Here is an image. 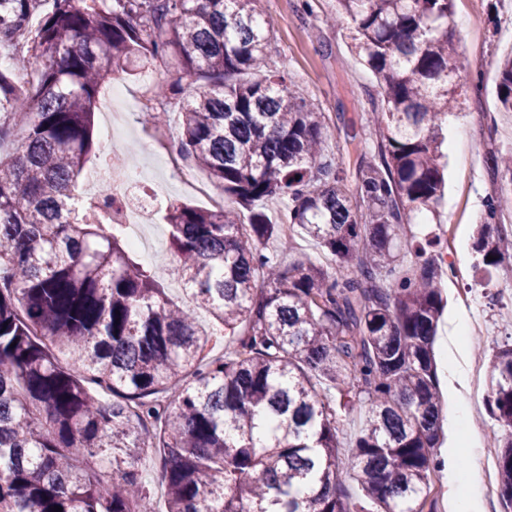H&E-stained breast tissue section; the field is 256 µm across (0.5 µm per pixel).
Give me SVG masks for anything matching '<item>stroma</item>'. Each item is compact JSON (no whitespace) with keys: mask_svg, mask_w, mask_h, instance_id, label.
Listing matches in <instances>:
<instances>
[{"mask_svg":"<svg viewBox=\"0 0 512 512\" xmlns=\"http://www.w3.org/2000/svg\"><path fill=\"white\" fill-rule=\"evenodd\" d=\"M257 11L270 30L269 54L274 65H287L298 95L321 112L325 146L337 154L352 122L381 104L372 72L350 49L348 20L332 21L335 0H258ZM453 27L464 67L457 77L465 86L462 109L448 119V139H463V148L448 152L445 194L427 223L404 225L402 233L416 242L437 243V262L446 306L439 329L453 313L466 311L482 327L470 340L468 363L479 364L489 378V360L498 347L512 343V260L483 271L472 251V236L484 221L483 201L500 193L492 178L489 153L512 154V113L496 108L497 62L512 54V0H455ZM124 150L138 173L139 191L159 186L165 202L207 208V201L184 190L173 170L149 156V121L136 107L124 112Z\"/></svg>","mask_w":512,"mask_h":512,"instance_id":"stroma-1","label":"stroma"}]
</instances>
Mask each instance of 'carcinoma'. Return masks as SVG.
<instances>
[{
	"label": "carcinoma",
	"instance_id": "1",
	"mask_svg": "<svg viewBox=\"0 0 512 512\" xmlns=\"http://www.w3.org/2000/svg\"><path fill=\"white\" fill-rule=\"evenodd\" d=\"M257 0H0V512H148L140 453L159 450L165 512H423L442 432L433 342L445 307L431 244L401 229L444 190V130L459 108L463 60L454 0H336L351 49L373 73L381 109L341 155L324 147L322 115L267 62ZM166 61L185 95L180 150L236 208L172 203L170 251L194 307L172 301L112 223L109 191L79 210L77 178L96 156L98 89L129 66ZM512 112V55L497 66ZM206 85L185 94L182 81ZM380 163L365 162L366 130ZM356 167L361 210L347 192ZM512 186V155L487 157ZM288 200L274 221L260 207ZM512 191L487 199L472 250L486 267L512 258L493 223ZM290 225L334 261L286 267ZM247 331L219 357L196 310ZM490 414L501 497L512 504V345L490 360ZM364 408L348 462L336 409ZM107 459L103 475L91 459ZM358 484L362 499L345 492ZM306 486L317 493L301 497Z\"/></svg>",
	"mask_w": 512,
	"mask_h": 512
}]
</instances>
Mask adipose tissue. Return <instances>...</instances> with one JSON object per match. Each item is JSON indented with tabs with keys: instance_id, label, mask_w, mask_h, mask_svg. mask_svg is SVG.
I'll list each match as a JSON object with an SVG mask.
<instances>
[{
	"instance_id": "adipose-tissue-1",
	"label": "adipose tissue",
	"mask_w": 512,
	"mask_h": 512,
	"mask_svg": "<svg viewBox=\"0 0 512 512\" xmlns=\"http://www.w3.org/2000/svg\"><path fill=\"white\" fill-rule=\"evenodd\" d=\"M467 334L468 322L464 316L459 315L449 322L447 335L436 340L440 371L448 382L449 390L453 392L465 386L468 379L465 366ZM469 418V405L458 404L448 412L443 424L452 448L446 458L448 482L458 489L450 503L451 512H481L480 493L473 480V473L459 467L455 454L456 449L470 451L478 445L477 438L470 430Z\"/></svg>"
}]
</instances>
